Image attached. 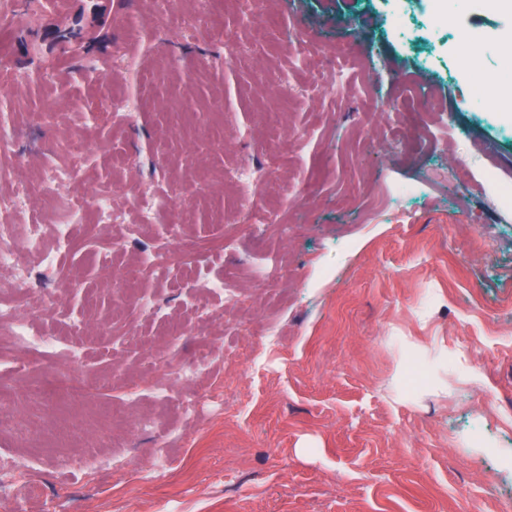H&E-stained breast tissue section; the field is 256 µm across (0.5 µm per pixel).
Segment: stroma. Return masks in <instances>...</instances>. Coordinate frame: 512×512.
I'll return each mask as SVG.
<instances>
[{"instance_id":"35a3bbf8","label":"stroma","mask_w":512,"mask_h":512,"mask_svg":"<svg viewBox=\"0 0 512 512\" xmlns=\"http://www.w3.org/2000/svg\"><path fill=\"white\" fill-rule=\"evenodd\" d=\"M398 7L251 0L245 17L235 0H112L96 37L65 46L40 0H9L0 196L65 160L67 128L88 155L74 192L108 185L123 207L152 188L181 230L90 219L58 270L33 274L23 309L54 337L84 314L85 357L0 374V461L18 463L0 512H512V465L489 454H512V205L450 181L477 153L512 184V109L484 86L512 14L465 0L455 21L484 46L471 74L439 21L448 0H413L417 44L380 25ZM220 27L239 48L230 65ZM308 56L344 66V90L308 101ZM410 84L434 89L438 112L397 99ZM462 87L475 105L457 108ZM134 96L135 122L87 129L90 102L114 113ZM242 164L264 175L245 202L225 179ZM257 209L280 227L255 236ZM147 250L187 254L191 275L142 272L113 292L111 273ZM226 274V293L195 304L199 282ZM412 344L426 352L415 387L395 378ZM203 345L206 374L156 405L152 358L175 368ZM188 398L194 417H176Z\"/></svg>"}]
</instances>
